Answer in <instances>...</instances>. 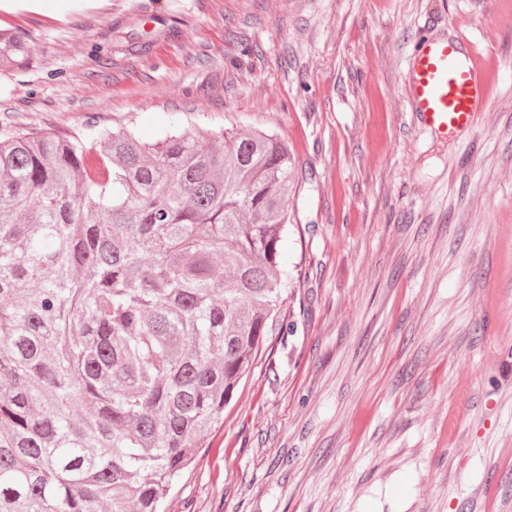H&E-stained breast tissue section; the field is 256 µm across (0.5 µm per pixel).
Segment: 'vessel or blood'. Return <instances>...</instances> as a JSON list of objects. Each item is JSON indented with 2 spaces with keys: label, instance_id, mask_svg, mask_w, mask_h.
<instances>
[{
  "label": "vessel or blood",
  "instance_id": "obj_1",
  "mask_svg": "<svg viewBox=\"0 0 512 512\" xmlns=\"http://www.w3.org/2000/svg\"><path fill=\"white\" fill-rule=\"evenodd\" d=\"M466 34L422 39L409 61V106L419 121L447 135L469 130L484 111L491 73Z\"/></svg>",
  "mask_w": 512,
  "mask_h": 512
}]
</instances>
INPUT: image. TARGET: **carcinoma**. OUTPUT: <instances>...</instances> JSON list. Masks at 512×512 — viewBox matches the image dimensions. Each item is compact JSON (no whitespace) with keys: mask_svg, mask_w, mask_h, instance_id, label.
<instances>
[{"mask_svg":"<svg viewBox=\"0 0 512 512\" xmlns=\"http://www.w3.org/2000/svg\"><path fill=\"white\" fill-rule=\"evenodd\" d=\"M293 175L257 129L0 133V512H159L278 326Z\"/></svg>","mask_w":512,"mask_h":512,"instance_id":"carcinoma-1","label":"carcinoma"}]
</instances>
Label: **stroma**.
<instances>
[{
	"label": "stroma",
	"mask_w": 512,
	"mask_h": 512,
	"mask_svg": "<svg viewBox=\"0 0 512 512\" xmlns=\"http://www.w3.org/2000/svg\"><path fill=\"white\" fill-rule=\"evenodd\" d=\"M48 11L58 0H44ZM8 27L0 129L171 116L288 141L283 314L165 512H512V0H105ZM497 64L472 131L418 121L419 37ZM30 61L27 43L12 33L0 30V66L27 65Z\"/></svg>",
	"instance_id": "35a3bbf8"
}]
</instances>
